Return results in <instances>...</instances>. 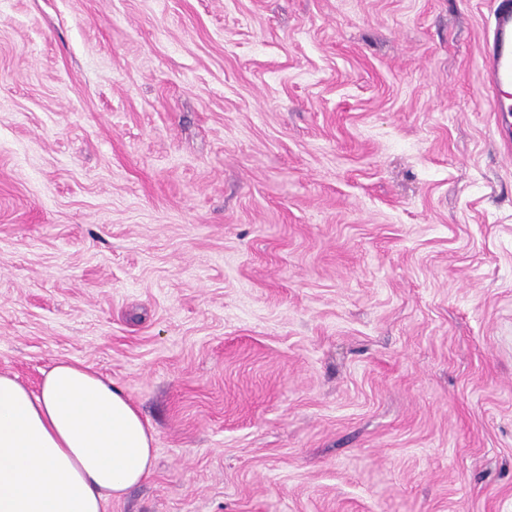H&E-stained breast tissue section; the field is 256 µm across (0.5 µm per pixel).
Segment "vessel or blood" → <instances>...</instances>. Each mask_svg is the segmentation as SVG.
Segmentation results:
<instances>
[{"mask_svg": "<svg viewBox=\"0 0 512 512\" xmlns=\"http://www.w3.org/2000/svg\"><path fill=\"white\" fill-rule=\"evenodd\" d=\"M483 51L482 84L492 112L512 116V0H495Z\"/></svg>", "mask_w": 512, "mask_h": 512, "instance_id": "vessel-or-blood-1", "label": "vessel or blood"}]
</instances>
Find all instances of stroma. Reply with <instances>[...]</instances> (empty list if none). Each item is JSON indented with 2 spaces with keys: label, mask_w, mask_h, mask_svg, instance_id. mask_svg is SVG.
<instances>
[{
  "label": "stroma",
  "mask_w": 512,
  "mask_h": 512,
  "mask_svg": "<svg viewBox=\"0 0 512 512\" xmlns=\"http://www.w3.org/2000/svg\"><path fill=\"white\" fill-rule=\"evenodd\" d=\"M489 0H0V372L149 421L108 512H512Z\"/></svg>",
  "instance_id": "1"
}]
</instances>
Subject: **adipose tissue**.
Wrapping results in <instances>:
<instances>
[{
    "label": "adipose tissue",
    "instance_id": "1",
    "mask_svg": "<svg viewBox=\"0 0 512 512\" xmlns=\"http://www.w3.org/2000/svg\"><path fill=\"white\" fill-rule=\"evenodd\" d=\"M152 445L124 391L82 363L35 391L0 372V512H107L150 475Z\"/></svg>",
    "mask_w": 512,
    "mask_h": 512
}]
</instances>
